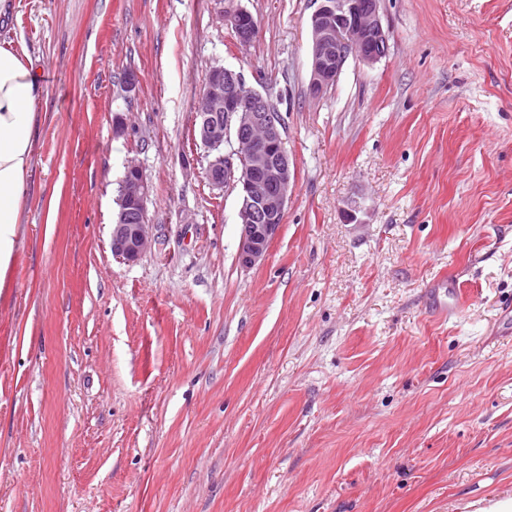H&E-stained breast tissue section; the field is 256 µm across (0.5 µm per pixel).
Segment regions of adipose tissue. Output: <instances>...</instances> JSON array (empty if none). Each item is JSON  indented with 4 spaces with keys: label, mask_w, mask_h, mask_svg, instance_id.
I'll use <instances>...</instances> for the list:
<instances>
[{
    "label": "adipose tissue",
    "mask_w": 512,
    "mask_h": 512,
    "mask_svg": "<svg viewBox=\"0 0 512 512\" xmlns=\"http://www.w3.org/2000/svg\"><path fill=\"white\" fill-rule=\"evenodd\" d=\"M40 92L39 76L27 50L0 42V283L21 231L34 154V104Z\"/></svg>",
    "instance_id": "ef3b65f1"
}]
</instances>
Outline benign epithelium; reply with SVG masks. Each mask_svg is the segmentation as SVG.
<instances>
[{
    "label": "benign epithelium",
    "mask_w": 512,
    "mask_h": 512,
    "mask_svg": "<svg viewBox=\"0 0 512 512\" xmlns=\"http://www.w3.org/2000/svg\"><path fill=\"white\" fill-rule=\"evenodd\" d=\"M248 14L238 6L219 15L243 48L259 33L255 26L242 25ZM388 42L380 0H320L311 16V93L320 94L334 85L351 56L366 64L377 62L385 56ZM193 128L201 144L217 152L205 170L210 186L240 185L243 202L237 260L240 266L251 268L265 258L278 235L295 182L280 115L272 111L268 96L246 86L241 73L216 67L200 95ZM231 139L236 148L220 153ZM148 195L142 168L129 165L120 183L118 212L112 223L111 250L119 260L133 263L151 249Z\"/></svg>",
    "instance_id": "benign-epithelium-1"
}]
</instances>
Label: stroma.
<instances>
[{
  "label": "stroma",
  "mask_w": 512,
  "mask_h": 512,
  "mask_svg": "<svg viewBox=\"0 0 512 512\" xmlns=\"http://www.w3.org/2000/svg\"><path fill=\"white\" fill-rule=\"evenodd\" d=\"M42 86L0 288V512H475L512 495V0H382L309 91L316 0H15ZM250 11L240 47L218 15ZM296 169L265 261L212 188L211 70ZM136 75L135 94L120 84ZM152 246L110 248L128 164ZM448 285V316L429 307Z\"/></svg>",
  "instance_id": "stroma-1"
}]
</instances>
